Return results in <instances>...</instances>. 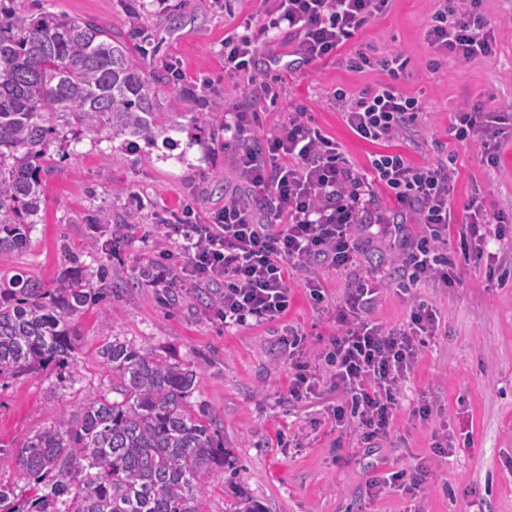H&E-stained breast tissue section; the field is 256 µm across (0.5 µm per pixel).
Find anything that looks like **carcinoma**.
Segmentation results:
<instances>
[{
  "label": "carcinoma",
  "mask_w": 512,
  "mask_h": 512,
  "mask_svg": "<svg viewBox=\"0 0 512 512\" xmlns=\"http://www.w3.org/2000/svg\"><path fill=\"white\" fill-rule=\"evenodd\" d=\"M125 43L94 20L29 18L0 4V254L27 248L37 223L41 173L58 142L88 134L147 143L182 127L216 122L200 98L157 107L154 84ZM112 286L80 259L49 286L0 275V383L76 362V321ZM112 393L91 392L75 423L48 426L17 448L0 444V512H204L210 479L224 473L217 423L190 402L196 373L118 336L98 349Z\"/></svg>",
  "instance_id": "carcinoma-1"
}]
</instances>
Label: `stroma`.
<instances>
[{
  "mask_svg": "<svg viewBox=\"0 0 512 512\" xmlns=\"http://www.w3.org/2000/svg\"><path fill=\"white\" fill-rule=\"evenodd\" d=\"M266 0H169L166 12L146 7L131 22L124 0H15L22 15L51 12L91 18L111 28L129 46L155 86L162 107L185 91L202 96V108L221 112L251 106L260 114L255 145H263L288 119L306 109L323 135L344 156L370 171L372 155L398 152L417 164L451 157L457 172L451 206L463 216L479 199L492 212L512 217V139L500 151L498 167L480 161L479 140L458 144L448 138L454 112L464 106L481 111L512 108V0H485L484 12L495 28V55L470 62L435 61L424 40L436 0H393L346 46L340 56L318 61L275 82L276 97L252 102L243 77L224 74V38L258 28ZM146 31L141 43L137 30ZM373 58L394 54L406 61L398 79L380 67H353L355 47ZM181 65L175 77L172 65ZM394 83L403 93L422 96L425 110L405 138L371 144L345 125L333 93L355 96ZM44 202L26 251L0 254V272H25L50 282L69 267L71 256H85L89 271L107 266L112 292L104 309L87 307L79 317V351L72 383L42 375L11 381L0 389V444L59 422L63 408L74 407L87 392L112 385L97 349L105 333L175 358L196 374L192 402L215 418L235 480L264 512H512V239L493 245L499 270L487 277L485 262L460 265L462 284L451 289L424 288L420 295L441 318L440 334L424 347L402 394L395 434L371 454L348 438L335 439L322 424L318 401L288 399L291 377L286 336L322 346L336 331L329 313L316 310L303 288H295L287 315L274 324L228 326L209 306L205 292L165 291L140 278L148 260L176 250L166 225L183 207L199 222L241 187L233 150L224 131L185 122L182 130L159 136L154 144L129 147L122 140L87 136L56 167L43 173ZM119 215L120 223L102 225L99 210ZM132 234H124V225ZM364 249L352 273L321 270L330 303L341 302L352 276L394 270L395 252L374 230L360 231ZM113 246L87 254L89 241ZM110 316L102 329L100 312ZM426 404L427 419L413 416ZM448 435L452 453L433 444ZM428 468L419 501L398 492L377 498L366 492L368 479L385 470L415 464Z\"/></svg>",
  "mask_w": 512,
  "mask_h": 512,
  "instance_id": "stroma-1",
  "label": "stroma"
}]
</instances>
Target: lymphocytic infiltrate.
<instances>
[{"label": "lymphocytic infiltrate", "mask_w": 512, "mask_h": 512, "mask_svg": "<svg viewBox=\"0 0 512 512\" xmlns=\"http://www.w3.org/2000/svg\"><path fill=\"white\" fill-rule=\"evenodd\" d=\"M392 0H273L258 35L224 38V71L248 77L253 99L273 88L255 69L260 38L286 37L289 51L273 56L282 71L335 57L374 18L386 14ZM484 0H439L425 31L435 54L468 62L496 52L495 30L483 12ZM336 104L345 124L362 140L393 141L410 132L424 112L416 96L385 84L347 96L337 90ZM257 112L236 107L224 114V130L236 144L234 164L243 189L224 200L208 223L172 227L179 252L167 261H148L155 287L214 288L228 326L283 319L292 298L291 272L303 273L311 302L327 308L320 267L350 269L361 251L359 224L377 227L397 251L400 291L459 284V262L482 259L490 242L505 239L507 219L471 202L462 222H455L450 198L455 171L444 161L424 164L399 153H378L370 172L349 163L336 142L325 137L307 112L289 113L288 122L262 147L252 144ZM460 143L480 139V161L494 167L512 135L511 112L460 108L448 128ZM384 191L406 206L420 232L405 237L390 211L374 204ZM456 245L448 243L449 227ZM456 257H449V250ZM388 279L374 273L355 279L333 308L336 333L318 351H300L292 363L289 396L297 401L319 397L322 386L341 392L340 403L327 406L323 421L339 436L366 447L389 437L399 410L400 392L418 355L437 336L438 313L427 301L414 300L405 325L385 327L366 314Z\"/></svg>", "instance_id": "obj_1"}]
</instances>
